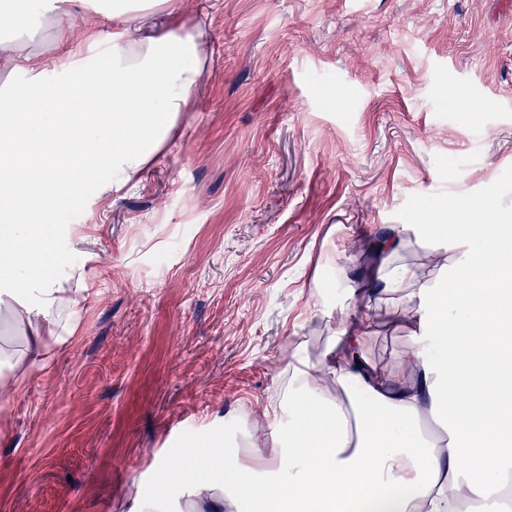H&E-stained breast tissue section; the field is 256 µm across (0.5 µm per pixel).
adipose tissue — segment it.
<instances>
[{
  "instance_id": "adipose-tissue-1",
  "label": "adipose tissue",
  "mask_w": 512,
  "mask_h": 512,
  "mask_svg": "<svg viewBox=\"0 0 512 512\" xmlns=\"http://www.w3.org/2000/svg\"><path fill=\"white\" fill-rule=\"evenodd\" d=\"M72 0H47L56 59L54 81L23 39L19 0H0V306L33 339L61 342L52 315L64 302L42 263L47 216L79 197L84 178L119 187L140 174L168 140L196 91L206 46L203 25L180 32L178 0H113L126 25L164 14L142 38L125 28L94 32L105 45L96 67L78 59L69 26ZM469 239L462 287L433 291L447 250L408 259L399 234L379 245L378 292L405 302V343L389 362H371L367 324L346 322L317 359L296 355L288 395L265 413L241 453L193 441L157 473L158 494L133 512H163V489L203 465L185 512H461L486 505L512 470V380L496 372L506 320L500 302L512 287V225L490 210ZM444 417L425 436L426 414Z\"/></svg>"
}]
</instances>
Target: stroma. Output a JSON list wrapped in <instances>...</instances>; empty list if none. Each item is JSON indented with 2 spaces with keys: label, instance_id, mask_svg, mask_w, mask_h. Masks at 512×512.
I'll return each mask as SVG.
<instances>
[{
  "label": "stroma",
  "instance_id": "1",
  "mask_svg": "<svg viewBox=\"0 0 512 512\" xmlns=\"http://www.w3.org/2000/svg\"><path fill=\"white\" fill-rule=\"evenodd\" d=\"M209 24L189 112L139 178L86 182L51 221L44 261L68 296L66 343L0 349V512H131L173 449L216 439L281 404L290 355L340 329L337 267L373 283V244L463 246L425 224L512 220V0H187ZM483 99L480 117L450 95ZM359 241L358 254L345 250ZM373 301L369 358L406 338Z\"/></svg>",
  "mask_w": 512,
  "mask_h": 512
}]
</instances>
